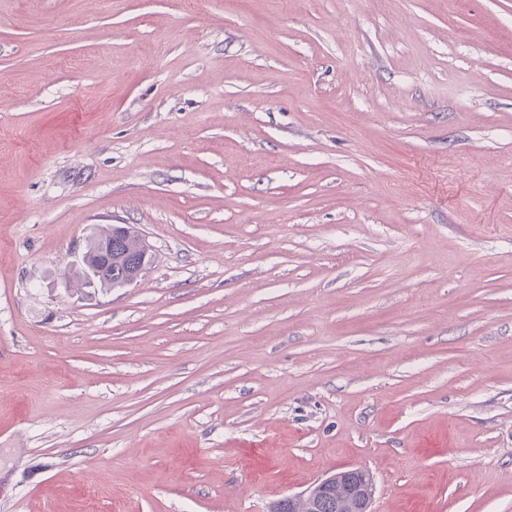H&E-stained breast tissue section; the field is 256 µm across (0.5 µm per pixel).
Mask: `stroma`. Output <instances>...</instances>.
I'll list each match as a JSON object with an SVG mask.
<instances>
[{"instance_id":"obj_1","label":"stroma","mask_w":512,"mask_h":512,"mask_svg":"<svg viewBox=\"0 0 512 512\" xmlns=\"http://www.w3.org/2000/svg\"><path fill=\"white\" fill-rule=\"evenodd\" d=\"M1 397L0 512H512V0H0ZM121 225H111L109 237L103 240L96 251L83 252L80 258V266L90 277L106 281L112 277V288L124 287L120 278V272L125 265L123 255L128 250L141 252L139 234L133 227L127 225V233L112 241V230L114 235L121 234ZM113 256V262H112ZM116 273V274H115ZM358 471L357 484L352 486L349 492L340 497H332L330 504L319 508L317 512H372L371 503L374 497V480L371 473L363 468H349L336 472L321 479L303 492L288 495V500L303 502L308 508L317 509L325 495L335 488L348 483L349 471ZM336 505V510H335Z\"/></svg>"}]
</instances>
